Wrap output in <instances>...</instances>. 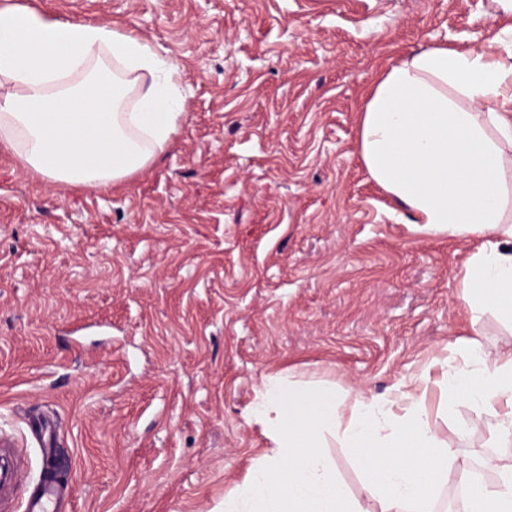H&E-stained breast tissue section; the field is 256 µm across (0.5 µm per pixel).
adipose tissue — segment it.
<instances>
[{
    "label": "adipose tissue",
    "instance_id": "ef3b65f1",
    "mask_svg": "<svg viewBox=\"0 0 512 512\" xmlns=\"http://www.w3.org/2000/svg\"><path fill=\"white\" fill-rule=\"evenodd\" d=\"M182 73L146 39L109 24L0 8V146L48 184L106 188L169 147L185 114ZM371 178L408 210L413 230L474 242L461 298L472 322L512 327V50L435 45L392 65L359 118ZM443 374L449 404L496 419L512 441V346L465 342ZM425 392L357 396L267 379L250 418L271 444L224 512H361L324 450L334 438L359 466L379 512H432L456 457L432 428ZM464 468L462 512H512V454Z\"/></svg>",
    "mask_w": 512,
    "mask_h": 512
}]
</instances>
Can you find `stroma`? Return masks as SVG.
Wrapping results in <instances>:
<instances>
[{"mask_svg": "<svg viewBox=\"0 0 512 512\" xmlns=\"http://www.w3.org/2000/svg\"><path fill=\"white\" fill-rule=\"evenodd\" d=\"M136 30L179 64L186 114L121 185L59 190L0 148V439L44 465L72 512H224L269 453L262 381L385 398L430 372L441 439L471 465L494 419L446 415L435 380L464 339L512 344L459 303L474 245L413 231L366 171L358 114L391 64L495 46L502 0H0ZM466 429L458 438V429ZM362 512L377 503L336 440Z\"/></svg>", "mask_w": 512, "mask_h": 512, "instance_id": "obj_1", "label": "stroma"}]
</instances>
